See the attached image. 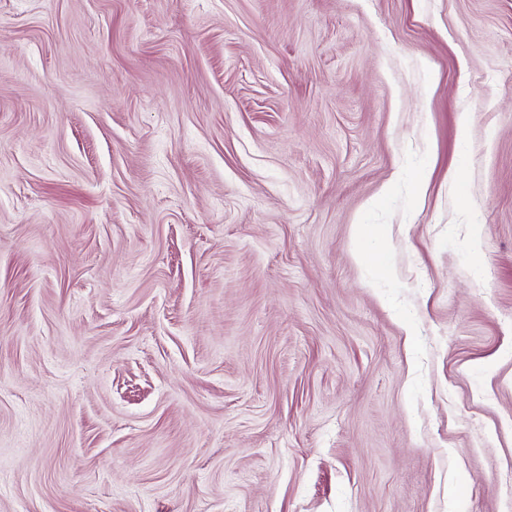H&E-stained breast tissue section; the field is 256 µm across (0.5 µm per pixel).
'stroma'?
<instances>
[{"label": "stroma", "mask_w": 512, "mask_h": 512, "mask_svg": "<svg viewBox=\"0 0 512 512\" xmlns=\"http://www.w3.org/2000/svg\"><path fill=\"white\" fill-rule=\"evenodd\" d=\"M0 512H512V0H0Z\"/></svg>", "instance_id": "obj_1"}]
</instances>
